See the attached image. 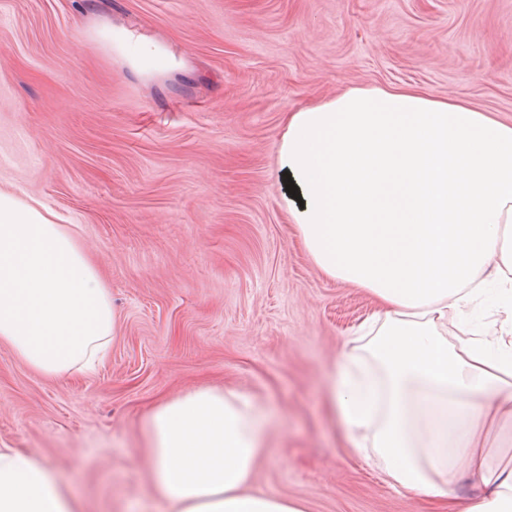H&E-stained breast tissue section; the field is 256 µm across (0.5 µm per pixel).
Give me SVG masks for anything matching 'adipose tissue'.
Here are the masks:
<instances>
[{
	"label": "adipose tissue",
	"instance_id": "obj_1",
	"mask_svg": "<svg viewBox=\"0 0 512 512\" xmlns=\"http://www.w3.org/2000/svg\"><path fill=\"white\" fill-rule=\"evenodd\" d=\"M93 39L143 80L179 64L166 45L105 25ZM282 202L316 267L365 289L374 314L327 390L362 458L377 454L430 512H512V121L449 95L351 87L285 113ZM492 320L475 323L478 308ZM110 292L75 234L0 193V344L57 377L91 367L116 330ZM265 418L234 390L197 389L151 413L150 467L174 512H306L246 484ZM478 491L460 499L459 475ZM0 512H75L51 462L0 450Z\"/></svg>",
	"mask_w": 512,
	"mask_h": 512
}]
</instances>
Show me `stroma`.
Here are the masks:
<instances>
[{
  "instance_id": "1",
  "label": "stroma",
  "mask_w": 512,
  "mask_h": 512,
  "mask_svg": "<svg viewBox=\"0 0 512 512\" xmlns=\"http://www.w3.org/2000/svg\"><path fill=\"white\" fill-rule=\"evenodd\" d=\"M164 41L141 82L82 30ZM415 85L512 119V0H0V193L75 231L118 315L91 372L47 378L0 345V448L49 460L76 512H171L148 414L234 389L272 423L250 485L306 512H405L347 448L325 388L371 313L320 273L283 206L282 115Z\"/></svg>"
}]
</instances>
